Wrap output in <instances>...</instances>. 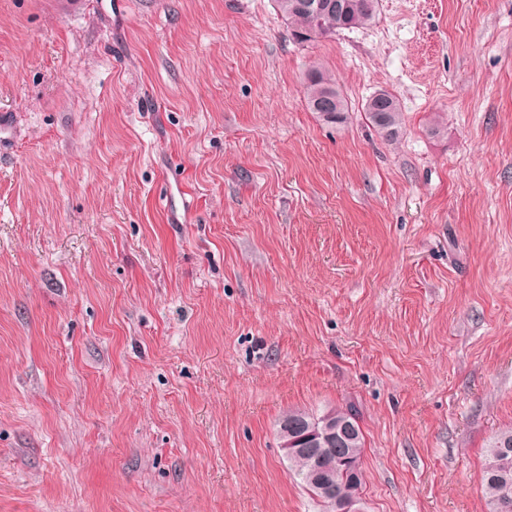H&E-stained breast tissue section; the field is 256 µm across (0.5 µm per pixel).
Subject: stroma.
I'll use <instances>...</instances> for the list:
<instances>
[{
  "label": "stroma",
  "instance_id": "35a3bbf8",
  "mask_svg": "<svg viewBox=\"0 0 512 512\" xmlns=\"http://www.w3.org/2000/svg\"><path fill=\"white\" fill-rule=\"evenodd\" d=\"M349 404L361 512H490L512 0L310 43L275 0H0V512H323L276 424ZM303 90L312 112H316L321 121L327 125H342L348 119V105L345 97L336 84V80L325 70L320 64L314 62L306 71L303 77ZM331 93L335 98V105L331 112L333 99L326 97L319 103L317 108L316 102L324 95ZM380 96L370 97L364 107L366 118L375 130L387 141L397 140L404 124V113L391 93L379 91Z\"/></svg>",
  "mask_w": 512,
  "mask_h": 512
}]
</instances>
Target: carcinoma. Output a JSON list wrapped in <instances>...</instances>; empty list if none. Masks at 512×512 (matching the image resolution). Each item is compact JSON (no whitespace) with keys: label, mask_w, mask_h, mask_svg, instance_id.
I'll return each instance as SVG.
<instances>
[{"label":"carcinoma","mask_w":512,"mask_h":512,"mask_svg":"<svg viewBox=\"0 0 512 512\" xmlns=\"http://www.w3.org/2000/svg\"><path fill=\"white\" fill-rule=\"evenodd\" d=\"M294 0H276V6L285 19L291 35L300 43L311 42L323 37L347 23L349 27H363L372 23L377 15L376 10L352 9L350 14L340 17L334 13L320 11H296L292 8ZM303 90L311 111L327 125H342L348 119V105L345 97L336 84V80L319 63H313L303 77ZM332 94L335 105L332 111L323 112L317 108L316 102L326 94ZM366 118L375 130L387 141L398 139L404 124V113L401 106L391 93L386 90L370 97L364 107ZM352 414V430L347 436L344 448L349 454L354 466L336 467V495L347 500L360 499L363 486L361 459L364 452V436L358 421V412L352 407L329 408L320 413H310L303 410H293L282 416L287 420L294 415H300L308 421L320 420L328 414L338 419H344ZM293 473L302 481L307 492L322 503L324 512H333L330 501L324 496L320 485L308 480V474L313 464V457L307 454L295 455L288 458ZM483 488L490 512H505L504 498H512V431L499 434L491 444L483 468Z\"/></svg>","instance_id":"1"}]
</instances>
